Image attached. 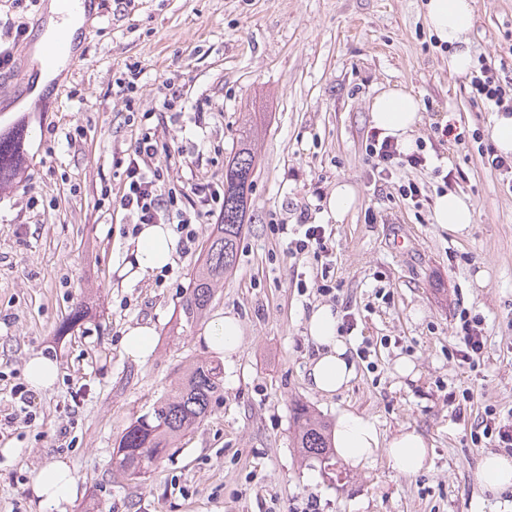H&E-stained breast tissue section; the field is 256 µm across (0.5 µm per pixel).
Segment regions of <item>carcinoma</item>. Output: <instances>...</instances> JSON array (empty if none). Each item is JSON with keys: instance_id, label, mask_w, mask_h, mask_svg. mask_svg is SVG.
Listing matches in <instances>:
<instances>
[{"instance_id": "1", "label": "carcinoma", "mask_w": 512, "mask_h": 512, "mask_svg": "<svg viewBox=\"0 0 512 512\" xmlns=\"http://www.w3.org/2000/svg\"><path fill=\"white\" fill-rule=\"evenodd\" d=\"M24 131L0 132V189L21 171ZM258 157V138L244 125L240 145L224 166V210L220 223L208 236L203 258L197 267L183 303L186 322L199 320L212 305L224 277L235 268L244 224L250 220L249 196ZM223 392L219 365L196 362L185 369L176 387L160 397L150 409L133 420L122 432L117 445L115 474L139 480L150 474L174 447L193 432L214 410ZM297 447L304 456L321 463L332 460L328 424L305 406L295 412Z\"/></svg>"}]
</instances>
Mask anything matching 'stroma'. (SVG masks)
Masks as SVG:
<instances>
[{"label": "stroma", "instance_id": "stroma-1", "mask_svg": "<svg viewBox=\"0 0 512 512\" xmlns=\"http://www.w3.org/2000/svg\"><path fill=\"white\" fill-rule=\"evenodd\" d=\"M423 13L424 0H106L81 60L32 115L24 173L0 190V416L14 409L10 390L25 384L30 353L52 354L60 366L53 389L37 395L34 421L0 428V512H39L33 479L57 457L76 480L68 512H512V491L483 490L477 474L493 448L471 437L485 406L512 410V192L479 152L492 143L496 114L449 71L448 46ZM469 38L475 60L512 82V0H475ZM133 64L141 77L129 107L112 84ZM392 85L420 102L417 139L431 165L378 186L365 153L369 104ZM173 88L186 110L159 134L186 153L172 178L223 183L241 122L251 119L259 133L252 219L236 266L208 316L193 323L179 317L200 254H176L162 279L127 277L134 239L100 196L122 178L112 156L136 136L130 111H159ZM445 124L465 142L438 141L434 129ZM444 170L453 180H442ZM409 179L426 197L422 208L398 193ZM341 182L356 203L337 224L326 206ZM447 192L473 208L465 234L433 220ZM305 204L316 223L334 226L332 306L356 318L344 338L354 349L374 342L378 352L376 371L358 362L350 386L331 397L307 379L315 348L306 323L324 301L313 285L321 263L284 257L271 227L295 222ZM79 306L85 320L59 335ZM463 308L487 336L473 372L448 356L460 346ZM226 312L244 336L239 353L220 360L201 338ZM135 324L154 330L143 361L123 351V331ZM215 359L224 394L211 416L146 480L114 478L115 443L132 419L185 365ZM402 359L413 374H399ZM298 403L331 424L341 411L358 412L388 437L415 429L431 454L412 475L382 454L325 470L296 446Z\"/></svg>", "mask_w": 512, "mask_h": 512}]
</instances>
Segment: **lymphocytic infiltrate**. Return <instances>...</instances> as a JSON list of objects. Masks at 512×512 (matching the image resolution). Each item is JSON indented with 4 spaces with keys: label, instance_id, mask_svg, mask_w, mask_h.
<instances>
[{
    "label": "lymphocytic infiltrate",
    "instance_id": "1",
    "mask_svg": "<svg viewBox=\"0 0 512 512\" xmlns=\"http://www.w3.org/2000/svg\"><path fill=\"white\" fill-rule=\"evenodd\" d=\"M468 90L472 99L483 101L489 108L506 114L512 112V84H501L490 63L480 62L471 72ZM185 109L181 95L174 93L164 98L161 111L139 114L140 132L134 143L113 157L115 166L124 170L123 182L118 190L107 189L103 195L124 211L128 235H137L144 224H172L180 235L183 250L191 253L198 248L196 225L212 223L221 216L224 198L219 186L211 182L190 178L176 186L169 180L176 149L171 142L159 138L157 128L164 112ZM365 150L372 175L378 182L392 178L401 167L423 168L428 162L423 149L404 152L394 139L380 137L376 132L367 137ZM274 229L283 244L284 255L310 253L326 258L332 253L331 235L325 225L313 223L310 208L301 209L296 226L283 221L275 224ZM456 317L459 321L456 334L462 347L452 352L451 357L459 365L478 368L485 348L482 320L463 309Z\"/></svg>",
    "mask_w": 512,
    "mask_h": 512
}]
</instances>
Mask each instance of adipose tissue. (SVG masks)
<instances>
[{"mask_svg":"<svg viewBox=\"0 0 512 512\" xmlns=\"http://www.w3.org/2000/svg\"><path fill=\"white\" fill-rule=\"evenodd\" d=\"M473 13V0H426L424 4V22L440 42L448 44V68L457 75L466 74L473 63L468 37ZM370 116L374 130L394 137L405 151L414 150L421 115L419 101L412 93L400 87L381 90L370 102ZM433 216L436 224L455 234L466 232L473 222L471 205L454 193L437 198ZM177 243L172 225H142L126 264L131 276L140 278L173 264ZM338 325L337 313L328 305L314 308L307 322L308 337L316 349L307 366V378L311 388L327 397L346 389L356 376L355 362ZM242 336L238 316L227 312L213 320L201 341L208 350L229 357L239 351ZM332 444L351 467L372 462L382 451L390 466L406 475L422 470L429 453V445L418 431L403 428L386 439L374 421L348 410L336 418ZM32 490L40 506L67 512L77 492L67 461L53 459L46 463Z\"/></svg>","mask_w":512,"mask_h":512,"instance_id":"obj_1","label":"adipose tissue"}]
</instances>
